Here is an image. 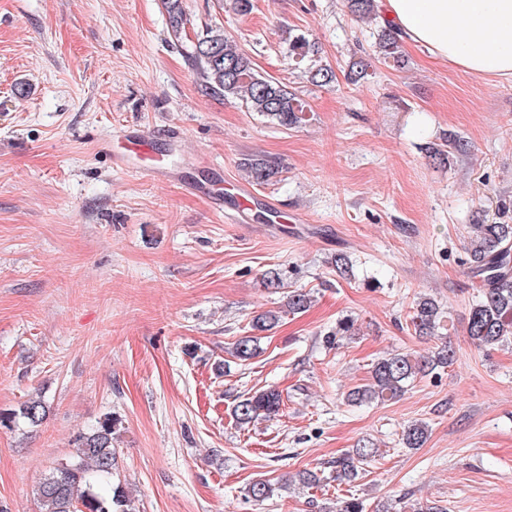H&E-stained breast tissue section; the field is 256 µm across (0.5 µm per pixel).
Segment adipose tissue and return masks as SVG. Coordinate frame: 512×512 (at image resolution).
<instances>
[{
  "mask_svg": "<svg viewBox=\"0 0 512 512\" xmlns=\"http://www.w3.org/2000/svg\"><path fill=\"white\" fill-rule=\"evenodd\" d=\"M409 42L482 77L512 76V0H381Z\"/></svg>",
  "mask_w": 512,
  "mask_h": 512,
  "instance_id": "adipose-tissue-1",
  "label": "adipose tissue"
}]
</instances>
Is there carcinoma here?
Listing matches in <instances>:
<instances>
[{"label":"carcinoma","mask_w":512,"mask_h":512,"mask_svg":"<svg viewBox=\"0 0 512 512\" xmlns=\"http://www.w3.org/2000/svg\"><path fill=\"white\" fill-rule=\"evenodd\" d=\"M162 2L168 16L170 35L177 40L182 39L187 24L182 0ZM347 2L350 12L361 19L377 15L376 0ZM378 28L376 54L401 66L404 59L398 33L385 20ZM186 52L205 93L236 98L251 111L287 129L304 120L306 101L282 82L260 73L249 55L224 36L223 27H205L190 41ZM288 52L305 65L312 84L326 86L335 78L332 69L322 64L316 43L304 34H296L289 40ZM444 142L443 149L436 144L426 148L430 157L441 164L448 162L450 155L465 150V143L456 134ZM244 167L257 179H266L273 174L267 160L262 157L246 159ZM466 253L468 273L480 281L479 294L469 311L467 336L479 349L512 345V224L473 225ZM310 304L308 293L301 290L288 293V312L302 313ZM442 319L441 306L436 299L427 295L417 298L412 316L416 334L435 335ZM279 320L277 311L268 310L255 315L250 325L253 334L236 340L231 355L243 362L254 358L259 349L258 337L254 333L273 328ZM454 358L455 351L448 344L437 347L426 357L418 358L408 353L382 356L372 363L369 383L350 390L348 401L362 404L395 400L417 378L448 368ZM282 404L279 391L262 389L239 400L233 407V415L240 425L259 417L273 419L280 414ZM46 410L47 405L41 397L30 398L16 409L0 411V428L12 429L20 424L36 427L43 421ZM120 423L119 418L106 416L90 431L76 436L75 454L59 463L36 487L41 512H129L130 499L126 488L120 483L103 486L116 465L112 439ZM428 432V425L423 422L407 425L402 433L404 447H423ZM376 453L377 449L367 441L337 457L333 461L335 479L348 483L358 480L374 461ZM274 491L273 484L267 479H257L248 487L249 496L256 501L272 497Z\"/></svg>","instance_id":"cac0c4a2"}]
</instances>
